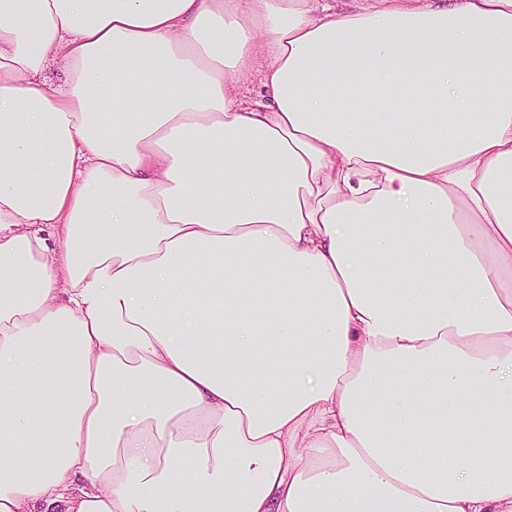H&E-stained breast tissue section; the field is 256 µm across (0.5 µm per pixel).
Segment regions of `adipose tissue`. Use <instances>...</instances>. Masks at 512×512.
Wrapping results in <instances>:
<instances>
[{
    "mask_svg": "<svg viewBox=\"0 0 512 512\" xmlns=\"http://www.w3.org/2000/svg\"><path fill=\"white\" fill-rule=\"evenodd\" d=\"M340 2L0 0V512H512V0Z\"/></svg>",
    "mask_w": 512,
    "mask_h": 512,
    "instance_id": "adipose-tissue-1",
    "label": "adipose tissue"
}]
</instances>
